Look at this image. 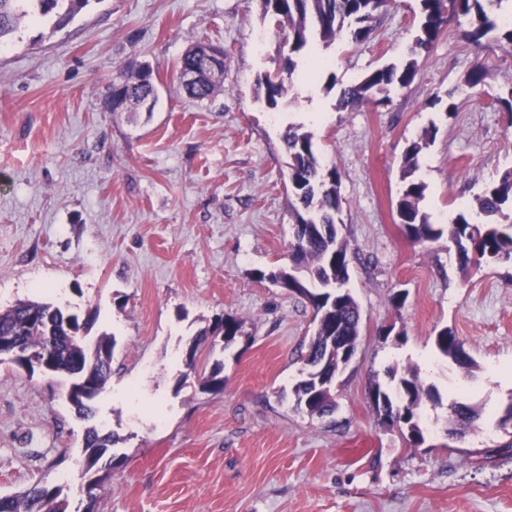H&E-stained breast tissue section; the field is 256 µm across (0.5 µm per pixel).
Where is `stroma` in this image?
<instances>
[{"label":"stroma","mask_w":512,"mask_h":512,"mask_svg":"<svg viewBox=\"0 0 512 512\" xmlns=\"http://www.w3.org/2000/svg\"><path fill=\"white\" fill-rule=\"evenodd\" d=\"M419 19L418 0H391L367 40L324 50L331 73L347 85L403 61ZM468 28L451 25L408 88L342 110L325 79L298 74L268 107L258 84L288 47L259 0H90L63 28L21 27L0 50V308L29 299L94 316L91 336L115 347L88 420L62 378L0 364V494L45 478L83 512L77 464L93 426L117 437L120 459L96 512H512V426L498 425L512 400L500 377L512 263L463 265L447 238L414 243L396 216L404 155L426 133L416 176L430 223L512 169V47L493 33L471 43ZM199 39L224 49V84L202 104L175 70ZM477 61L486 78L471 90ZM139 65L159 91L154 111H113V82ZM291 126L337 166L340 230L356 250L361 336L323 417L294 407L312 307L257 276L290 263ZM219 317L241 333L207 355L224 388L204 392L186 353ZM446 327L474 375L436 350ZM393 368L442 398L422 407L423 444L383 425L369 398ZM459 392L483 419L456 439L447 401Z\"/></svg>","instance_id":"obj_1"}]
</instances>
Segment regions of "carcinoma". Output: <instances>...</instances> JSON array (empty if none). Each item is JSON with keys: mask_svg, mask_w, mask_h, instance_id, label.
Here are the masks:
<instances>
[{"mask_svg": "<svg viewBox=\"0 0 512 512\" xmlns=\"http://www.w3.org/2000/svg\"><path fill=\"white\" fill-rule=\"evenodd\" d=\"M89 0H0V48L7 45L22 24L37 19H54V27L70 22ZM263 15L275 19L277 35L288 42L290 54L281 73L265 80V100L272 109L278 107L285 92V73L291 77L303 63L305 53L323 44L329 48L341 32H346L355 44L366 40L372 33V21L387 8L389 0H260ZM505 0H420V20L415 39L416 48L433 46L453 22L462 17L471 18L472 29L467 37L480 43L488 33L500 32V40L512 46V22L497 10ZM210 43L197 41L181 57L178 78L191 71L195 79L181 83L187 97L203 102L219 90L223 76L215 77L203 66L205 50ZM417 73L416 62L389 64L366 75L360 82L344 87L339 105L369 100L376 95L388 94L394 87L407 88ZM151 72L124 68L120 82L112 85V101L123 102L128 112L143 109L144 100L153 96ZM288 153V189L298 205L295 209L294 240L290 257L301 267L300 281L286 285L310 302L317 321L315 334L304 357L307 367L319 366L329 372L343 369L342 352L348 348L355 352L360 336V310L351 293H345L341 304L330 302L327 288L336 280V266L351 263L353 251L348 241L339 234L336 214L341 207L339 174L336 169H325L320 164L310 132L289 127L284 137ZM422 146L415 143L408 149L404 160V185L397 208L402 216L406 235L424 244L448 233L462 261L466 264L498 262L505 256L512 259V170L506 171L498 181L488 184L474 198L467 210L459 211L443 230L430 224L428 215L420 208L427 185L412 178L418 167ZM500 216L501 222H476L475 217ZM93 319L84 321L69 314L60 306L31 300H19L0 310V336L15 337V346L44 353L52 374L68 378L67 398L76 411L87 416L92 413L91 403L104 389L112 374V353L115 342L103 334L88 338ZM240 324L231 318H220L194 338L186 367L204 391H217L224 387L223 368L214 363L211 368L198 366L197 352L216 338L223 337L228 345L240 334ZM439 353L450 363L467 373L475 368V361L466 350L464 341L445 328L435 338ZM395 385L383 388L376 383L371 393L383 403L376 404L379 411L397 416V427L407 432L412 444L424 441L420 410L423 401L440 400L438 390L424 384L419 373L408 370L396 376L389 371ZM296 406L311 416H323L336 409L335 392L317 391L310 380L302 378L294 389ZM450 426L475 430L481 421L480 410L467 401L454 400L449 406ZM116 439L101 434L95 428L87 430L84 438L85 460L83 475L89 476L88 486L93 492L83 512H94L97 494L106 476L99 475L100 460L110 470L117 462L112 447ZM63 488L39 482L21 491L0 494V512H71Z\"/></svg>", "mask_w": 512, "mask_h": 512, "instance_id": "1", "label": "carcinoma"}]
</instances>
